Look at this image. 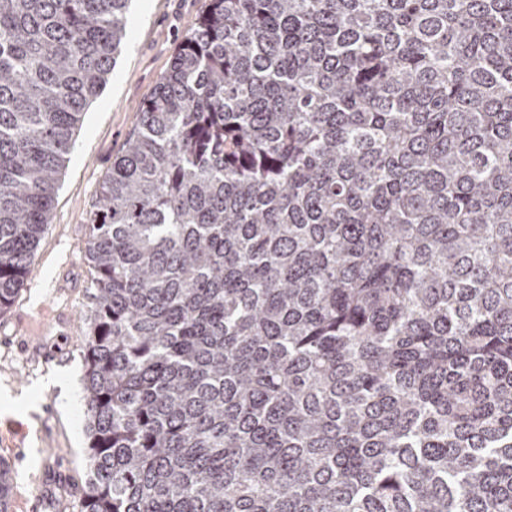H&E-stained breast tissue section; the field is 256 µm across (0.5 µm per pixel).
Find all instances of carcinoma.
<instances>
[{
    "instance_id": "obj_1",
    "label": "carcinoma",
    "mask_w": 512,
    "mask_h": 512,
    "mask_svg": "<svg viewBox=\"0 0 512 512\" xmlns=\"http://www.w3.org/2000/svg\"><path fill=\"white\" fill-rule=\"evenodd\" d=\"M128 2L0 0V313ZM85 254L82 512H512V0H210Z\"/></svg>"
}]
</instances>
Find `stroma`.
I'll return each mask as SVG.
<instances>
[{
	"label": "stroma",
	"instance_id": "obj_1",
	"mask_svg": "<svg viewBox=\"0 0 512 512\" xmlns=\"http://www.w3.org/2000/svg\"><path fill=\"white\" fill-rule=\"evenodd\" d=\"M209 0H132L131 31L75 134L32 272L0 315V459L13 469L8 512H81L88 217L145 101Z\"/></svg>",
	"mask_w": 512,
	"mask_h": 512
}]
</instances>
